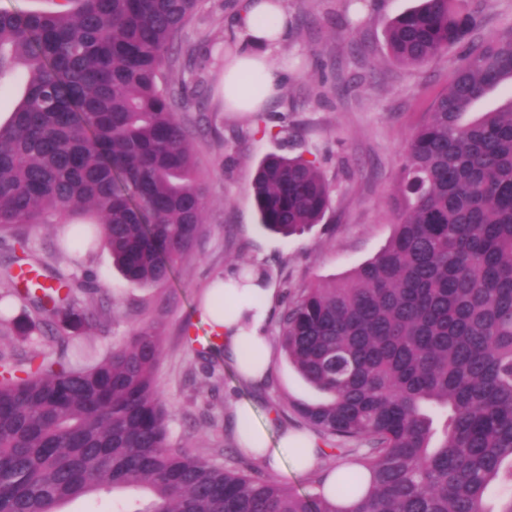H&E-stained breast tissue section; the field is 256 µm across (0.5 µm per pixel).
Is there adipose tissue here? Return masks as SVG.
<instances>
[{
    "label": "adipose tissue",
    "instance_id": "1",
    "mask_svg": "<svg viewBox=\"0 0 512 512\" xmlns=\"http://www.w3.org/2000/svg\"><path fill=\"white\" fill-rule=\"evenodd\" d=\"M288 13L283 0H244L231 32L235 47L224 54V109L228 112H259L282 90L287 64L272 53L288 37ZM267 289L258 287L254 276L245 283L217 278L205 293L202 310L224 342V354L243 382L265 387L271 372L269 338L265 333L269 312L259 300ZM249 402L237 404L235 421L244 453L261 458L277 471L282 452L296 453L294 468L310 469L321 457L312 437L299 432H282L270 442L266 429L252 425Z\"/></svg>",
    "mask_w": 512,
    "mask_h": 512
}]
</instances>
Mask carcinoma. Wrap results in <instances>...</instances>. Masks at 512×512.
Returning <instances> with one entry per match:
<instances>
[{"label": "carcinoma", "instance_id": "1", "mask_svg": "<svg viewBox=\"0 0 512 512\" xmlns=\"http://www.w3.org/2000/svg\"><path fill=\"white\" fill-rule=\"evenodd\" d=\"M199 0H63L0 11V82L24 75L0 125V234L25 246L37 224L82 222L133 285L163 286L192 255L207 191L170 78ZM481 8L421 0L391 18V59L422 65L467 52L406 142L385 247L340 282L308 288L281 316V349L320 394L296 411L348 445L336 496L229 470L176 447L156 383L163 343L144 324L98 362L68 367L0 352V512L141 489L117 512H512V99L467 121L512 82V26L486 42ZM259 222L285 237L318 224L330 184L315 162L267 155L251 180ZM22 318L0 336L51 327L61 349L105 328L62 272L55 295L17 286ZM24 376H18V373Z\"/></svg>", "mask_w": 512, "mask_h": 512}]
</instances>
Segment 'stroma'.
Masks as SVG:
<instances>
[{
  "label": "stroma",
  "mask_w": 512,
  "mask_h": 512,
  "mask_svg": "<svg viewBox=\"0 0 512 512\" xmlns=\"http://www.w3.org/2000/svg\"><path fill=\"white\" fill-rule=\"evenodd\" d=\"M241 2L202 0L175 46L172 77L193 89L185 117L199 128L191 143L208 204L192 255L173 269L168 283L129 284L101 244L84 251L61 249L55 224L37 225L26 236L28 253L77 280L93 278L100 290L86 294L87 303L115 300L121 310L107 332L89 330L68 350L42 342L43 357L85 366L90 358H102L130 326L157 323L163 356L156 377L171 414L174 443L244 472L250 459L239 452L228 420L233 404L250 401L254 424L270 434L283 427L305 433L309 427L294 406L318 394L280 350H273L271 380L259 391L203 350L206 329L199 308L209 284L245 269L261 274L272 290L261 303L274 337L284 298L338 280L372 259L392 233L391 198L405 142L447 88L463 50L445 49L414 67L390 58L384 23L417 0H364L358 10L351 0H284L291 30L273 56L300 64L262 112L268 129L263 135L250 116L224 109V46L213 35L231 30ZM271 153L316 162L333 187L332 207L322 222L290 238L262 228L249 189L257 163ZM86 345L93 347V357H85Z\"/></svg>",
  "instance_id": "stroma-1"
}]
</instances>
